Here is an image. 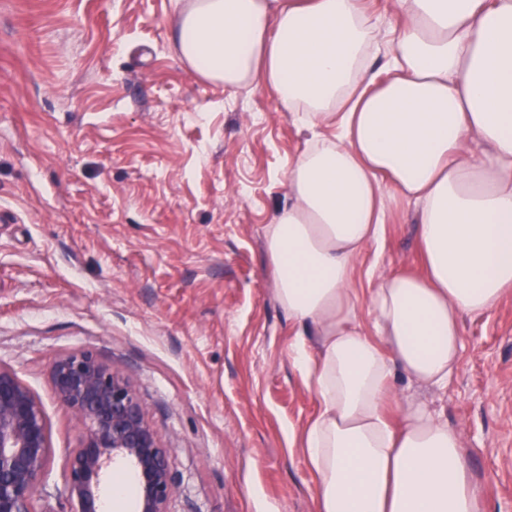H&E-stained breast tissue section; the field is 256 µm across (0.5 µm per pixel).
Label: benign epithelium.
<instances>
[{
	"instance_id": "benign-epithelium-1",
	"label": "benign epithelium",
	"mask_w": 512,
	"mask_h": 512,
	"mask_svg": "<svg viewBox=\"0 0 512 512\" xmlns=\"http://www.w3.org/2000/svg\"><path fill=\"white\" fill-rule=\"evenodd\" d=\"M50 380L54 399L80 426L79 443L68 449L64 471L70 512H104L100 488L114 462L133 473L136 512H168L175 491L168 449L125 376L84 350L55 360ZM51 455L42 402L0 363V512H35Z\"/></svg>"
}]
</instances>
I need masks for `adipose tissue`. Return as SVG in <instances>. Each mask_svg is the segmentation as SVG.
Returning <instances> with one entry per match:
<instances>
[{"label":"adipose tissue","mask_w":512,"mask_h":512,"mask_svg":"<svg viewBox=\"0 0 512 512\" xmlns=\"http://www.w3.org/2000/svg\"><path fill=\"white\" fill-rule=\"evenodd\" d=\"M179 0L172 44L202 80L264 87L308 129L264 236L274 295L307 331L288 354L318 411L302 445L315 512H479L458 429L398 398L396 376L443 390L464 318L512 297V0ZM386 31L390 54L373 67ZM413 205L421 271L357 261ZM397 0H362V4L373 14L383 18V26L396 25L400 22Z\"/></svg>","instance_id":"1"}]
</instances>
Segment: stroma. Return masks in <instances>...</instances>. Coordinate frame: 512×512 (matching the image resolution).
I'll list each match as a JSON object with an SVG mask.
<instances>
[{"label": "stroma", "instance_id": "stroma-1", "mask_svg": "<svg viewBox=\"0 0 512 512\" xmlns=\"http://www.w3.org/2000/svg\"><path fill=\"white\" fill-rule=\"evenodd\" d=\"M173 0H0V363L42 400L63 494L79 428L49 366L95 352L169 450V512H314L295 437L318 407L288 346L264 232L311 133L270 92L198 79ZM414 211L385 264L418 269ZM445 392L398 380L460 431L481 512H512V300L463 322Z\"/></svg>", "mask_w": 512, "mask_h": 512}]
</instances>
